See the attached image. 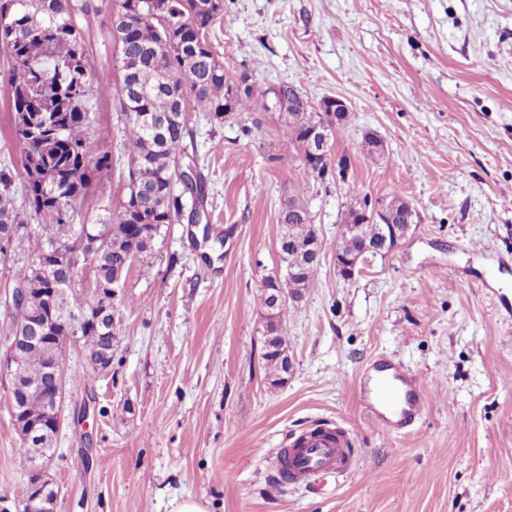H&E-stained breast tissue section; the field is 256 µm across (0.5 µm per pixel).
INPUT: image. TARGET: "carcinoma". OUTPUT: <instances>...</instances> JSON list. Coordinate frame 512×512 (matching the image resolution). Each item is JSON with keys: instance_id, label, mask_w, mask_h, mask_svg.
Listing matches in <instances>:
<instances>
[{"instance_id": "carcinoma-1", "label": "carcinoma", "mask_w": 512, "mask_h": 512, "mask_svg": "<svg viewBox=\"0 0 512 512\" xmlns=\"http://www.w3.org/2000/svg\"><path fill=\"white\" fill-rule=\"evenodd\" d=\"M129 22L120 47L113 48L112 65L98 70L86 29L78 19L90 22L108 8L107 0H0V46L7 60L11 136L19 148L23 169L22 197L33 229L18 242L38 258L55 245H63L64 228L76 223L89 191L112 198V173L119 169L124 193L101 224L89 225L92 233L105 228L112 243L129 255L126 272L150 271L156 242L163 227L187 221L198 224L204 208L206 180L197 170L182 180L175 164L189 153L186 140L193 137L187 114L203 112L210 121L224 122V97L247 73H228L206 39L214 18L224 9V0H116ZM113 96L123 116L121 133L128 146L123 158L109 150H94L87 137L91 100ZM169 113L172 120L162 133L151 130L154 116ZM288 143L307 154L304 129L288 124ZM14 176L0 170V225L12 217L21 223L16 207ZM293 202L303 213L301 224L282 225L281 235L292 233L318 238L317 228L304 190H294ZM122 258L110 251L92 255L87 263L97 268L106 287L112 284L113 265ZM284 266L301 273L282 281L286 293H300L318 274L319 261H304L293 252L282 259ZM83 270L63 273L66 307L78 311L90 305L81 290ZM15 285L28 288L27 296L12 294L4 308L10 326L25 323L44 310L42 276L32 268L17 269ZM274 281H258L259 305L266 319L268 343L265 353L271 387L278 386L285 350L283 325L292 305L266 310ZM123 312L103 320V326L85 325L79 333L86 352H95L104 336L119 335ZM43 348L28 349L22 381L33 387L25 403L32 415L42 412L41 394L34 390L42 374Z\"/></svg>"}]
</instances>
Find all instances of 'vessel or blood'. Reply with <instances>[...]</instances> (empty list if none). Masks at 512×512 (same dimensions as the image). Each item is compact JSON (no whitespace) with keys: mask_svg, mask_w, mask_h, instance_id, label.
I'll return each instance as SVG.
<instances>
[{"mask_svg":"<svg viewBox=\"0 0 512 512\" xmlns=\"http://www.w3.org/2000/svg\"><path fill=\"white\" fill-rule=\"evenodd\" d=\"M373 375L360 386V395L371 417L389 431L401 433L413 425L425 406L424 388L400 365L375 361ZM350 432L339 427H309L292 435L286 457L289 483H305L326 473H346L355 455Z\"/></svg>","mask_w":512,"mask_h":512,"instance_id":"1","label":"vessel or blood"}]
</instances>
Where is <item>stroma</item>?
I'll return each instance as SVG.
<instances>
[{
    "label": "stroma",
    "mask_w": 512,
    "mask_h": 512,
    "mask_svg": "<svg viewBox=\"0 0 512 512\" xmlns=\"http://www.w3.org/2000/svg\"><path fill=\"white\" fill-rule=\"evenodd\" d=\"M257 90L298 85L350 106L333 146L348 185L311 176L277 113L219 124L190 113L210 239L165 226L149 274L131 272L112 367L85 377L68 343L62 426L42 475L53 512H512V0H224L208 32ZM89 139L123 153L115 102ZM375 133L385 156H364ZM396 191L420 221L354 279L333 262L349 186ZM307 191L321 268L285 325L291 367L269 389L256 284L281 267L280 204ZM426 389L391 434L355 388L374 357ZM0 376V512H22L33 471ZM350 430L355 468L305 484L272 464L290 434Z\"/></svg>",
    "instance_id": "obj_1"
}]
</instances>
